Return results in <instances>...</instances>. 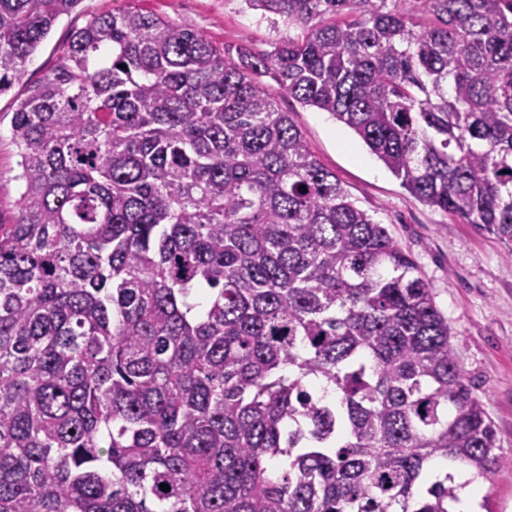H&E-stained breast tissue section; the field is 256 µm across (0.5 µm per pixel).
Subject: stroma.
<instances>
[{
  "mask_svg": "<svg viewBox=\"0 0 512 512\" xmlns=\"http://www.w3.org/2000/svg\"><path fill=\"white\" fill-rule=\"evenodd\" d=\"M136 5L170 24L196 30L229 58L269 50L287 38V25L249 10L244 0H82L62 17L30 58L19 82L0 95V222L14 223L20 185L11 139L17 99L54 66L72 29L94 15ZM310 150L358 206L384 224L411 254L437 308L455 330L454 352L492 419L503 453H512V253L487 232L424 205L404 188L352 130L330 114L277 93ZM480 512H512V467L481 484Z\"/></svg>",
  "mask_w": 512,
  "mask_h": 512,
  "instance_id": "35a3bbf8",
  "label": "stroma"
}]
</instances>
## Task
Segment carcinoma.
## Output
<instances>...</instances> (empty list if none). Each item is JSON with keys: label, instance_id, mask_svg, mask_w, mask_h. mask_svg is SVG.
Wrapping results in <instances>:
<instances>
[{"label": "carcinoma", "instance_id": "carcinoma-1", "mask_svg": "<svg viewBox=\"0 0 512 512\" xmlns=\"http://www.w3.org/2000/svg\"><path fill=\"white\" fill-rule=\"evenodd\" d=\"M81 2L0 0V95ZM245 4L300 33L235 62L104 12L13 112L0 512H451L512 463L416 262L260 80L512 251V0Z\"/></svg>", "mask_w": 512, "mask_h": 512}]
</instances>
